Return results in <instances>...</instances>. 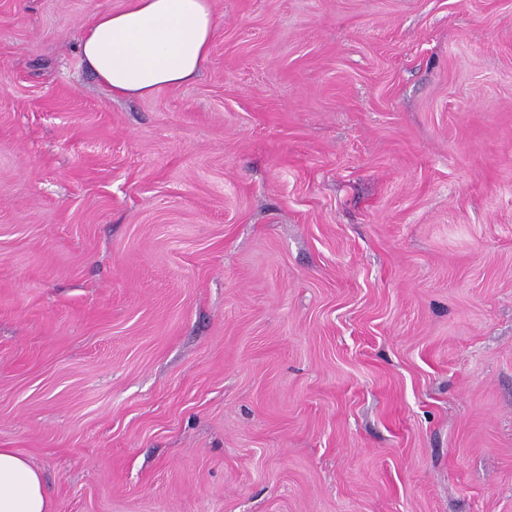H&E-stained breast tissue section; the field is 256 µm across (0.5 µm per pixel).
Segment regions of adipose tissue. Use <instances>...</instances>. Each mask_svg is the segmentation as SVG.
Listing matches in <instances>:
<instances>
[{"instance_id": "obj_1", "label": "adipose tissue", "mask_w": 512, "mask_h": 512, "mask_svg": "<svg viewBox=\"0 0 512 512\" xmlns=\"http://www.w3.org/2000/svg\"><path fill=\"white\" fill-rule=\"evenodd\" d=\"M216 32L211 0H131L99 13L78 47L113 96H148L192 82ZM0 512H53L41 472L11 448H0Z\"/></svg>"}]
</instances>
